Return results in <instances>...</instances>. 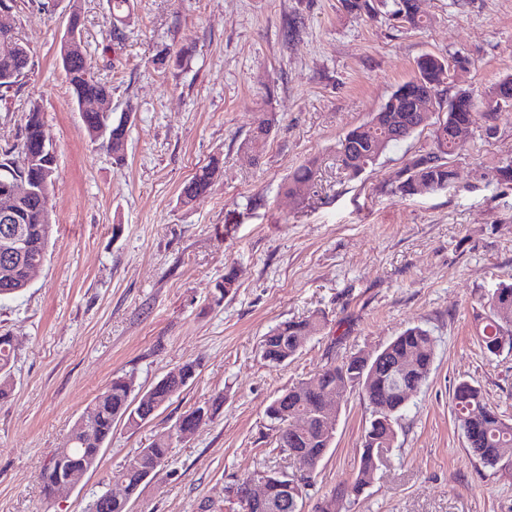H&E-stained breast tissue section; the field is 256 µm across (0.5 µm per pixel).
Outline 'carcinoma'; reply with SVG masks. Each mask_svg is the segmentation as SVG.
I'll use <instances>...</instances> for the list:
<instances>
[{
	"label": "carcinoma",
	"instance_id": "cac0c4a2",
	"mask_svg": "<svg viewBox=\"0 0 512 512\" xmlns=\"http://www.w3.org/2000/svg\"><path fill=\"white\" fill-rule=\"evenodd\" d=\"M412 0H340L341 10L354 17L373 18L379 14L413 28L425 26L422 15L413 11ZM26 52L0 39V78L15 75L25 66ZM66 73L73 97L80 103L86 98H109L111 88L96 80L87 65L83 44L74 46L68 59H60ZM468 60L462 56L452 59L437 54H425L416 62L415 75L401 84L371 118L350 130L339 140L337 152L341 164L352 175H358L394 145L406 140L416 132L420 124L414 105L418 101L421 85L434 89L435 100L454 77L457 70L465 69ZM512 110V93L502 102H491L489 91L473 94V103L457 104L448 108L446 117L433 123L434 150L413 159L406 166L405 176L398 184L404 196L447 189L453 182V158L461 150L456 141L459 129H470L477 116L493 120L498 113ZM84 128L93 141H98L112 151L117 160H123L127 129L121 121L100 112L82 114ZM278 124L276 113L265 110L259 113L254 126L244 143L245 148L257 156L262 153ZM43 126V113L37 104L25 115L22 137L18 144L0 153L1 161H9L17 168L33 151L40 148L39 129ZM219 161L214 159L200 167L184 183L179 197L180 203L192 206L205 198L211 189ZM318 181V169L313 162L298 168L284 185L285 193L299 199L303 188ZM16 223L26 236L25 252L11 261V275L0 276V297L14 296L27 288L24 267L31 261L46 255L52 235V225L44 223L43 204L36 197L22 199L16 204ZM233 272L224 274V279L215 285L213 302L220 305L235 288ZM488 314L480 333L483 348L497 354L505 347L512 348V284H503L491 293L486 301ZM325 325V318L312 315L303 319L280 322L263 337L259 354L272 367H285L298 353L293 338H306L317 334ZM416 357V366L395 380L383 366L365 364L352 357L340 365L323 368L310 378L311 387L301 380L291 384L274 397L266 406L265 415L276 430L277 447L288 450L298 471H282L283 479H271L278 471L274 466L254 470L228 490L229 497L246 491V482L251 479H268L267 505L262 512H302L305 487L311 485L318 468L330 451L334 437L329 433L323 419L325 406L331 403V393L358 389L371 412L369 426L365 430L363 451L360 455L354 478L337 488L335 495L344 497L357 495L370 485L382 463V452L392 447L397 432L395 425L401 419L417 392L427 381L436 354V340L431 332L419 325L409 326L394 337L382 349L383 358L398 363L405 352ZM15 360L13 336L0 333V402L10 399L14 391L12 367ZM199 364L186 361L173 367L151 386L143 388L136 384L134 374L116 375L105 391L95 398L91 415L76 420L61 446L55 452L65 453V458L75 463L86 456L100 458L104 445L112 438V429L120 424L135 432L150 422L156 413L175 395L181 393L197 377ZM223 397L213 398L207 407H196L181 416L169 429L158 432L150 444L137 451L128 462L122 476L126 478L128 494L120 500L109 502L104 493H99L90 502L86 512H130L129 503L138 493L142 479L168 461L173 445L181 441L182 435H192L196 423L209 417L220 408ZM456 421L468 443V452L486 466L494 467L506 458L501 449L512 448V423L489 407L482 399L480 390L468 381L457 384L453 394ZM295 417L305 422L298 429L286 422L284 416ZM294 484L296 495H285L282 483Z\"/></svg>",
	"mask_w": 512,
	"mask_h": 512
}]
</instances>
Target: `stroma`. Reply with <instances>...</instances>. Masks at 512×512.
I'll list each match as a JSON object with an SVG mask.
<instances>
[{
  "instance_id": "stroma-1",
  "label": "stroma",
  "mask_w": 512,
  "mask_h": 512,
  "mask_svg": "<svg viewBox=\"0 0 512 512\" xmlns=\"http://www.w3.org/2000/svg\"><path fill=\"white\" fill-rule=\"evenodd\" d=\"M113 25L108 0H16L29 50L18 86L0 100V151L19 142L31 104L57 156L52 240L24 292L0 300V332L14 338L13 397L0 403V512H84L117 485L152 435L223 395V406L150 475L131 512H227V488L274 463L293 469L265 416L289 384L406 327L436 339L432 371L401 417L388 462L336 512H512V464L471 457L453 410L463 380L512 420V350L484 352L483 296L512 283V185L491 173L512 157V111L478 119L448 189L402 195L406 165L433 147L430 128L388 149L358 176L336 144L410 79L426 53L463 55L454 89L484 90L512 76V0H418L414 29L343 15L338 0H132ZM80 9L90 70L129 113L123 161L87 135L58 62ZM175 56L157 64L160 50ZM279 118L261 157L244 148L264 106ZM219 160L208 196L180 189ZM316 161L320 181L296 200L282 183ZM237 288L213 305L214 285ZM324 328L284 368L258 354L277 323L314 313ZM197 361L199 374L139 431L115 427L100 463L75 489L43 503L41 471L113 376L146 387ZM370 412L342 400L334 443L308 487L304 512L354 476Z\"/></svg>"
}]
</instances>
